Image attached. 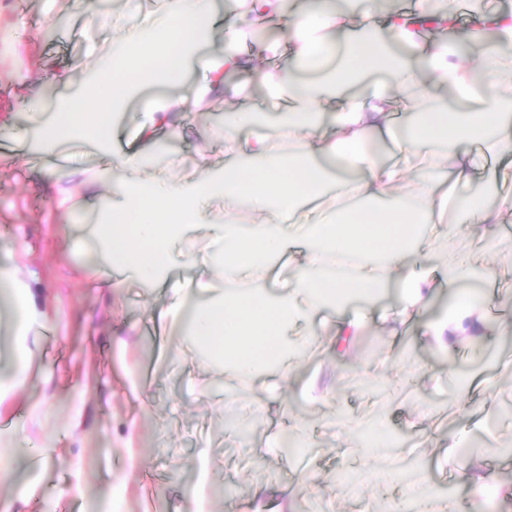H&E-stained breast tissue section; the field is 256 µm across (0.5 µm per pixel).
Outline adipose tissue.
<instances>
[{
    "mask_svg": "<svg viewBox=\"0 0 512 512\" xmlns=\"http://www.w3.org/2000/svg\"><path fill=\"white\" fill-rule=\"evenodd\" d=\"M282 19L294 53L287 67L262 73L271 97L270 115L282 107L290 113L277 128L278 141L262 135L224 142V164L218 174L201 179L174 178L178 157L168 160L169 174L144 177L142 154L110 149L116 117L142 85L159 80L179 82L192 51L207 43L218 16L213 0H164L145 23L122 28L109 55L98 60L83 89L65 96L52 120L39 123L49 147L94 138L103 149L112 175V202L100 226V237L126 282L166 283L167 304L159 319L174 316L188 292L210 289L214 268H222L232 289L197 309L176 353L214 346L238 376L253 377L265 359L279 370L290 366L295 348L329 349L337 359L349 358V342L364 319L337 316L334 333L316 332L313 319L325 297L343 304L371 297L391 276H398L402 308L393 313V333L404 331L429 301L432 271L416 272L418 255L432 254L437 238H451L453 224L433 220L447 197L429 183H406L407 172L448 163V180L468 185L483 179L497 184L501 206H483L475 197L456 201V222L493 229L512 210V99L503 80L512 75V14L491 11L467 40L490 36L479 62V78L464 66L456 26L457 0H441L431 12L428 0L410 11L377 18L370 10L346 18L333 0H316L312 10L289 12L285 0H232L222 51L215 54L193 99L167 97L139 114L141 137L166 129L179 137L181 122L205 100L219 97L226 106L225 125L241 130L253 123L243 85L228 74L251 72L258 59L277 54L279 46L255 40L265 19ZM442 22L444 34L428 46L425 63L431 81L420 84L402 47L417 44V23ZM372 70L388 80L372 85L362 79ZM411 116L408 133L396 137L388 107L392 93ZM335 111L330 130L315 133L303 120L306 112ZM391 142L393 162L377 163L364 147L367 135ZM488 153L496 164L484 172L477 160ZM202 229L208 251L190 254L182 244L187 232ZM305 246L304 263L293 285L268 295L280 257ZM193 266L196 274L170 281L172 266ZM0 288L23 303L15 344L27 354L28 334L37 321L29 288L18 270H0ZM485 330L483 308L458 296L425 332L448 350L480 339Z\"/></svg>",
    "mask_w": 512,
    "mask_h": 512,
    "instance_id": "adipose-tissue-1",
    "label": "adipose tissue"
}]
</instances>
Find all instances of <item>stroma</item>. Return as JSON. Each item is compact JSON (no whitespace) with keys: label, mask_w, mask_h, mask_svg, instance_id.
I'll return each mask as SVG.
<instances>
[{"label":"stroma","mask_w":512,"mask_h":512,"mask_svg":"<svg viewBox=\"0 0 512 512\" xmlns=\"http://www.w3.org/2000/svg\"><path fill=\"white\" fill-rule=\"evenodd\" d=\"M83 15L73 0H0V127L14 128L15 151H0V268L20 266L39 321L29 334L30 375L0 404V512H245L259 490L272 492L288 512L296 499L318 502L320 512L377 508L370 484L328 487L345 471L347 452L363 421L384 414L390 432L404 435L379 462L401 469L418 464L429 482L448 486L461 512H512V460H488L494 497L477 495L445 461L437 438L468 431L482 445L512 437V285L468 281L456 292L440 282L404 335L390 336L377 315L398 307L389 283L366 311L369 319L350 365L328 351L301 356L287 378L248 380L225 374L196 353L171 349L177 322L156 312L159 287L134 282L117 290L111 264L96 257L86 227L101 220L112 179L90 141L66 146L70 176L62 189L88 207L58 206L31 170L29 115H51L46 89L54 71L105 54L121 27L157 9L142 0L139 14L124 0H90ZM37 29L30 38L29 29ZM210 48L194 57L184 82L147 87L132 112L170 95L191 96L210 61ZM223 100L211 101L186 124L174 149L182 177L201 173L199 159L224 157ZM485 250L502 267L512 257V230L496 236L470 229L438 243L436 252ZM483 293L488 301L482 343L442 351L421 336L448 307L451 295ZM495 380L492 390L482 377ZM468 380L469 392L456 390ZM252 407L250 440L225 431L222 421ZM308 443L304 465L288 463L280 442ZM209 461L199 485L201 461Z\"/></svg>","instance_id":"obj_1"}]
</instances>
